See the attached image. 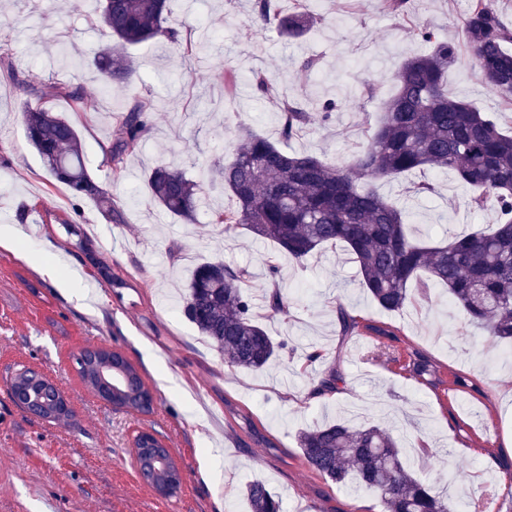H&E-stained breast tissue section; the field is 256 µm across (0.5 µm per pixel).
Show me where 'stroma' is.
Returning a JSON list of instances; mask_svg holds the SVG:
<instances>
[{"instance_id": "1", "label": "stroma", "mask_w": 512, "mask_h": 512, "mask_svg": "<svg viewBox=\"0 0 512 512\" xmlns=\"http://www.w3.org/2000/svg\"><path fill=\"white\" fill-rule=\"evenodd\" d=\"M54 2L0 0V47L31 84L85 88L96 109L78 125L83 160L119 215L68 199L27 142L24 97L0 80V231L15 241L0 247V375L16 363L34 365L72 407L68 421L46 422L0 382V512H249L243 489L253 480L281 499L283 512H381L373 492L332 484L302 455L299 432L336 420L386 427L414 477L447 493L450 506L484 494L486 512H512V357L506 345L474 336L446 288L383 313L346 247L328 244L297 263L245 230L222 232L208 215L234 208L235 200L217 183L201 202L197 219L206 231L199 236L145 191L157 164L200 179L232 157L240 127L278 140L280 106L252 87L255 70L312 114L292 149L349 163L396 92L394 72L407 56L427 51L419 36L425 26L459 48L449 95L498 113L512 131V109H501L466 50L470 0H409L401 15L384 12L379 0H309L318 22L294 41L253 26L250 0H171L181 41L205 39L204 49L187 56L179 44L155 41L131 48L137 76L123 91L105 90L88 63L107 39L98 0ZM309 60L315 66L307 72ZM327 100L336 108L325 122ZM138 101L150 103L152 129L116 181L106 149L121 135L119 116ZM424 180L434 194L408 198L407 186ZM379 190L406 210L416 239L445 240L490 222L472 210L469 189L432 169ZM96 259L125 287L102 280ZM217 260L251 272L246 291L259 322L288 342L267 371L225 365L183 313L179 296L194 269ZM272 262L279 266L274 282ZM275 282L289 304L284 321L261 305ZM342 308L358 320L347 333ZM376 326L386 335H374ZM102 345L138 367L155 396L151 413L112 407L84 388L72 355ZM312 351L320 359L306 362ZM416 358L432 365L431 376L411 377ZM330 371L339 377L335 388L316 391ZM142 429L157 432L179 462L176 496H158L136 473L132 439Z\"/></svg>"}]
</instances>
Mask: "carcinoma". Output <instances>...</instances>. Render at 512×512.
<instances>
[{"instance_id": "cac0c4a2", "label": "carcinoma", "mask_w": 512, "mask_h": 512, "mask_svg": "<svg viewBox=\"0 0 512 512\" xmlns=\"http://www.w3.org/2000/svg\"><path fill=\"white\" fill-rule=\"evenodd\" d=\"M170 13V0H101V14L111 18V41L94 53L91 64L105 85L122 89L131 84L136 68L129 48L157 39L177 41ZM252 18L288 38L302 36L315 20L305 5L286 12L278 0H253ZM463 26L482 83L502 105L512 107V51L505 47L512 32L487 0H473ZM421 36L430 50L407 57L394 73L396 93L385 102L380 122L349 165L290 152L241 130L232 158L217 169L235 207L213 211L211 224L224 226L226 232L241 228L298 262L325 245L343 244L379 310L399 312L418 302L431 282L448 288L468 325L492 340L512 343V134L501 128L497 113L448 95V68L458 62V50L427 28ZM0 69L27 95L26 136L49 177L64 184L75 199L105 201V192L85 167L78 128L43 105L46 99L61 97L74 112L91 111L94 105L83 88L55 82L27 85L6 58H0ZM251 82L261 94L279 96L282 140H291L310 123V113L278 94L264 72H252ZM148 111L141 102L132 106L123 117L122 136L109 147L116 180L122 177L125 157L150 130ZM429 168L453 175L472 190L471 206L493 214L491 232L454 236L435 246L409 237L408 214L380 195L374 182ZM145 188L152 203L197 226L204 181L157 165L146 174ZM250 278L245 268L206 262L192 274L183 311L224 357V364L262 371L279 359L285 343L269 336L258 321L255 304L243 292ZM265 308L271 316L288 319V301L275 281ZM79 377L101 400L138 413L140 397L149 391L138 368L119 355L80 368ZM18 385L40 416L59 420L64 403L50 386L21 377ZM298 445L321 476L341 487L374 492L382 512H451L447 499L412 475L397 440L382 428L325 423L301 431ZM245 498L250 512H282L279 498L261 481L247 484Z\"/></svg>"}]
</instances>
